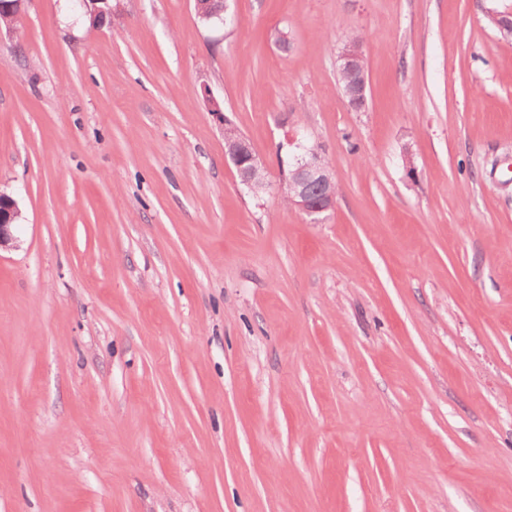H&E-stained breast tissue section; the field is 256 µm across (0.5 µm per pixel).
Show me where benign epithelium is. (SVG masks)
I'll use <instances>...</instances> for the list:
<instances>
[{
  "mask_svg": "<svg viewBox=\"0 0 512 512\" xmlns=\"http://www.w3.org/2000/svg\"><path fill=\"white\" fill-rule=\"evenodd\" d=\"M197 14L202 18L224 15V22L235 19L225 15L226 6L222 0H195ZM341 70L365 73V58L362 48L347 43L340 55ZM225 153L236 168L242 184L252 185L253 173L262 168L250 142L242 135H236L225 142ZM282 195L288 198L289 206L309 218L331 211L336 204L337 186L334 174L321 154L316 150L305 149L294 157L290 176L281 184ZM17 203L0 192V248L13 240L11 227L18 217Z\"/></svg>",
  "mask_w": 512,
  "mask_h": 512,
  "instance_id": "benign-epithelium-1",
  "label": "benign epithelium"
}]
</instances>
